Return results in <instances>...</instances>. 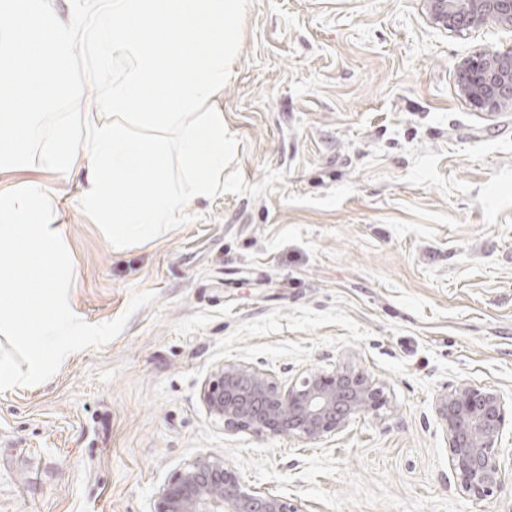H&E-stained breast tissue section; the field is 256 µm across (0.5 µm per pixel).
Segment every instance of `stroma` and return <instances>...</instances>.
Masks as SVG:
<instances>
[{
  "label": "stroma",
  "mask_w": 512,
  "mask_h": 512,
  "mask_svg": "<svg viewBox=\"0 0 512 512\" xmlns=\"http://www.w3.org/2000/svg\"><path fill=\"white\" fill-rule=\"evenodd\" d=\"M512 30L451 32L426 0H254L224 86L247 184L190 201L193 220L114 248L82 210L84 168L0 171L62 202L90 324L153 290L124 332L0 392V512H151L204 453L301 512H512L448 471L435 401L462 382L512 402V108L458 91L466 57ZM288 385L348 368L384 402L317 442L225 428L202 390L222 365Z\"/></svg>",
  "instance_id": "obj_1"
}]
</instances>
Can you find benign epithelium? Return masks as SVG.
Listing matches in <instances>:
<instances>
[{
    "label": "benign epithelium",
    "mask_w": 512,
    "mask_h": 512,
    "mask_svg": "<svg viewBox=\"0 0 512 512\" xmlns=\"http://www.w3.org/2000/svg\"><path fill=\"white\" fill-rule=\"evenodd\" d=\"M433 23L451 31L494 23L512 29V0H428ZM461 97L494 112L512 101V47L463 60L457 70ZM210 414L231 429L319 441L342 431L356 416L378 408L382 391L364 373L310 372L288 387L240 364L218 368L204 389ZM448 444V466L458 489L483 498L504 484L499 448L512 409L491 389L460 383L435 403ZM152 512H302L283 498L249 487L224 461L198 456L158 494Z\"/></svg>",
    "instance_id": "1"
}]
</instances>
